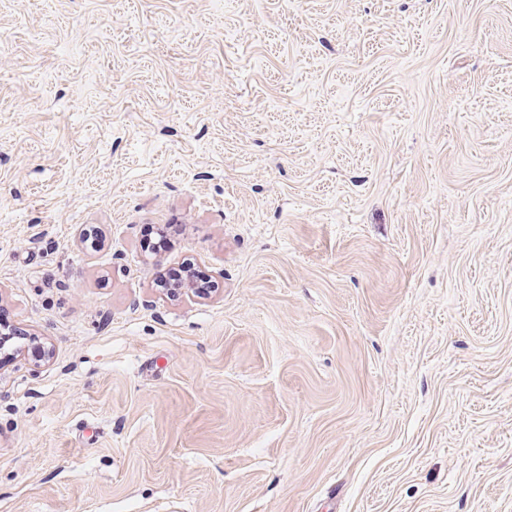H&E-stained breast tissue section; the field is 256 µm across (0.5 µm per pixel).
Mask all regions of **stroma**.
<instances>
[{
    "mask_svg": "<svg viewBox=\"0 0 512 512\" xmlns=\"http://www.w3.org/2000/svg\"><path fill=\"white\" fill-rule=\"evenodd\" d=\"M0 308V512H512V0H0ZM189 278L194 288L204 292L209 288L210 281L202 271L195 268L186 267L179 270L171 269L161 275L162 286L164 288H181Z\"/></svg>",
    "mask_w": 512,
    "mask_h": 512,
    "instance_id": "1",
    "label": "stroma"
}]
</instances>
